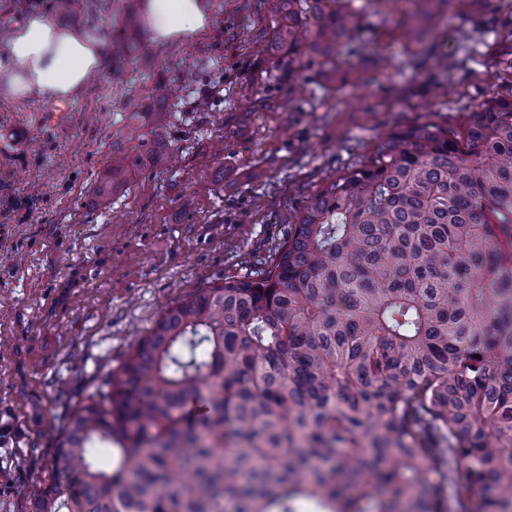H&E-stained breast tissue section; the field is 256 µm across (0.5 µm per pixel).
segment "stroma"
Wrapping results in <instances>:
<instances>
[{
    "instance_id": "obj_1",
    "label": "stroma",
    "mask_w": 512,
    "mask_h": 512,
    "mask_svg": "<svg viewBox=\"0 0 512 512\" xmlns=\"http://www.w3.org/2000/svg\"><path fill=\"white\" fill-rule=\"evenodd\" d=\"M126 2L79 0L67 15L56 0H0V28L37 13L107 50L103 73L66 101L65 127L47 122L50 103L0 95V125L32 130L28 152L0 162V421L16 431L0 448V512H29L27 488L47 471L68 414L161 315L245 274L329 175L362 162L395 126L455 128L484 101L512 97V0H469L465 19L426 21L444 70L395 34L385 0H353L383 58L376 68L344 59L347 81L333 87L307 68L289 85L260 55L267 0H208L207 31L159 44L141 30L146 54L118 63ZM446 79L448 95L435 96ZM160 103L174 163L145 167L110 207L92 206L127 114Z\"/></svg>"
}]
</instances>
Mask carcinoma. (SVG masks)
Listing matches in <instances>:
<instances>
[{
    "label": "carcinoma",
    "instance_id": "cac0c4a2",
    "mask_svg": "<svg viewBox=\"0 0 512 512\" xmlns=\"http://www.w3.org/2000/svg\"><path fill=\"white\" fill-rule=\"evenodd\" d=\"M351 0H270L288 66L365 53ZM404 40L440 44L409 0ZM127 116L105 206L167 163ZM30 512H512V99L380 137L240 277L171 306L68 416Z\"/></svg>",
    "mask_w": 512,
    "mask_h": 512
}]
</instances>
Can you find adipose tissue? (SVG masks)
<instances>
[{"instance_id": "1", "label": "adipose tissue", "mask_w": 512, "mask_h": 512, "mask_svg": "<svg viewBox=\"0 0 512 512\" xmlns=\"http://www.w3.org/2000/svg\"><path fill=\"white\" fill-rule=\"evenodd\" d=\"M142 11L154 41L171 43L205 31L207 0H143ZM0 55V90L10 97L60 102L79 91L106 65L100 41L83 28H60L40 14L15 26Z\"/></svg>"}]
</instances>
